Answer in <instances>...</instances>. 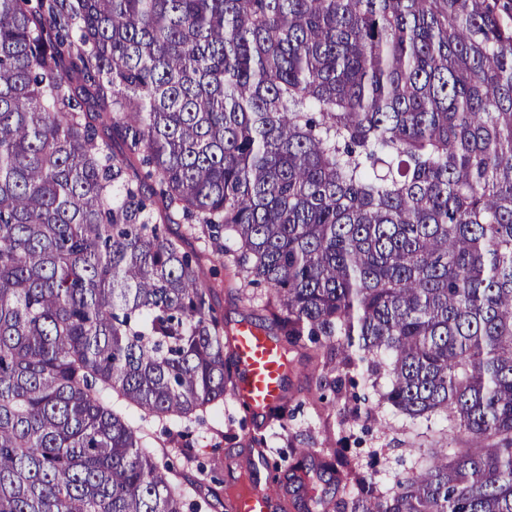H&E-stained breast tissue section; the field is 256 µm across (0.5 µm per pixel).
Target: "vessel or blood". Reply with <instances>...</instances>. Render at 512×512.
I'll return each mask as SVG.
<instances>
[{"label":"vessel or blood","mask_w":512,"mask_h":512,"mask_svg":"<svg viewBox=\"0 0 512 512\" xmlns=\"http://www.w3.org/2000/svg\"><path fill=\"white\" fill-rule=\"evenodd\" d=\"M234 341L241 372L239 402L262 413L281 397L285 360L274 343L249 324L236 327ZM278 498L273 481L246 486L237 497V512H274Z\"/></svg>","instance_id":"b4317fda"}]
</instances>
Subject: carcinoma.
Returning a JSON list of instances; mask_svg holds the SVG:
<instances>
[{"instance_id": "obj_1", "label": "carcinoma", "mask_w": 512, "mask_h": 512, "mask_svg": "<svg viewBox=\"0 0 512 512\" xmlns=\"http://www.w3.org/2000/svg\"><path fill=\"white\" fill-rule=\"evenodd\" d=\"M512 0H0V512H184L141 419L253 326L443 444L341 512H512ZM264 286L249 295L238 282ZM389 378L378 383L380 372ZM187 225L188 224H170L169 225V234L170 236L175 235H184L186 236L185 248L187 250H192L201 256L202 262L205 264H209L208 256L211 252V247L203 240L196 239L188 235L187 233Z\"/></svg>"}]
</instances>
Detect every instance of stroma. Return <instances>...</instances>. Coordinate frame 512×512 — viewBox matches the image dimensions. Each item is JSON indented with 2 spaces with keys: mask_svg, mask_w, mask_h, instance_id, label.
I'll return each instance as SVG.
<instances>
[{
  "mask_svg": "<svg viewBox=\"0 0 512 512\" xmlns=\"http://www.w3.org/2000/svg\"><path fill=\"white\" fill-rule=\"evenodd\" d=\"M290 364L285 386L292 397L285 419H267L265 424L247 421L234 400L204 413L189 423L170 422L161 428L155 422H144L135 409H127L132 422L142 423L147 433V451L157 462L170 463L177 475L196 484L188 497L200 505L199 512H214V494L240 487L244 479L238 462L257 454L270 461L294 464L305 461L318 466L333 460L337 448L349 447L355 465L362 474H373L381 490H391L398 478L416 467L421 440L419 425L395 413L388 405L372 399L370 403L375 425L365 433L353 421L344 402L313 409L309 405L311 381L302 369L300 352L289 355ZM189 430L191 445L172 440V433ZM263 438L262 445L251 444L252 436ZM308 449L300 457V449Z\"/></svg>",
  "mask_w": 512,
  "mask_h": 512,
  "instance_id": "stroma-1",
  "label": "stroma"
}]
</instances>
